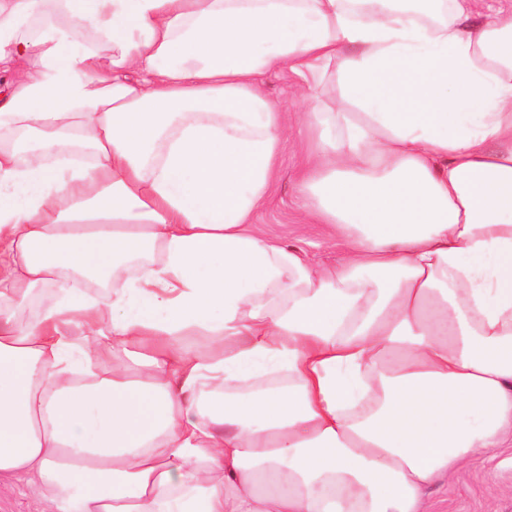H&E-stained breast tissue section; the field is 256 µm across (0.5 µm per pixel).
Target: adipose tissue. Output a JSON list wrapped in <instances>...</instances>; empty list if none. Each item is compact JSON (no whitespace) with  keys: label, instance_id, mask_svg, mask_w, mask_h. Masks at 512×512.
Listing matches in <instances>:
<instances>
[{"label":"adipose tissue","instance_id":"obj_1","mask_svg":"<svg viewBox=\"0 0 512 512\" xmlns=\"http://www.w3.org/2000/svg\"><path fill=\"white\" fill-rule=\"evenodd\" d=\"M475 3L0 0V479L46 512H428L512 441V0ZM282 66L331 266L251 222ZM267 95L280 103L288 112H301L302 102L300 83L287 68H276L260 77Z\"/></svg>","mask_w":512,"mask_h":512}]
</instances>
